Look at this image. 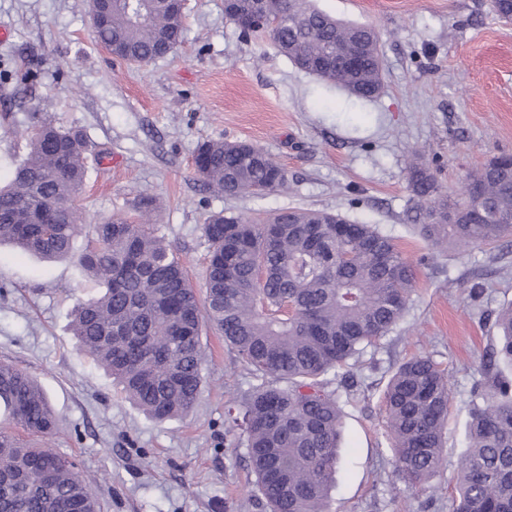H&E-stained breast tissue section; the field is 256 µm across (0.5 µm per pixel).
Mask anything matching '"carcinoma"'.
Wrapping results in <instances>:
<instances>
[{"label":"carcinoma","instance_id":"cac0c4a2","mask_svg":"<svg viewBox=\"0 0 512 512\" xmlns=\"http://www.w3.org/2000/svg\"><path fill=\"white\" fill-rule=\"evenodd\" d=\"M288 21L272 33L279 52L299 69L361 100L380 91L382 52L375 30L337 20L312 0H278ZM182 17L158 0H112L101 44H116L131 63L150 60L164 40L184 37ZM360 44L361 61L350 62ZM87 142L75 129L42 117L27 153L0 188V244L59 260L85 234V272L101 292L74 311L72 331L122 387L158 422L187 416L204 380L202 335L214 329L257 380L227 414L269 512H330L342 417L343 384L370 346L402 319L416 283L412 264L372 224L299 208L263 219L220 211L203 226L209 254L206 296L199 301L180 260L151 225L110 217L85 224L74 199L87 170ZM195 170L226 194L281 188L287 174L264 151L228 142L198 144ZM412 210L428 245L460 253L512 236V183L472 171L460 199L448 198L420 162L409 166ZM293 311H288V307ZM497 345L473 391L469 446L457 466L455 512H512V301L497 310ZM450 383L438 363L419 355L401 363L382 394L386 433L397 474L417 486L443 466ZM47 437L57 416L41 386L0 362V512H99L95 492L76 463L53 481L42 468L65 454L21 442L13 427Z\"/></svg>","mask_w":512,"mask_h":512}]
</instances>
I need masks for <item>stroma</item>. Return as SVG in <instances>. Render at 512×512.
I'll use <instances>...</instances> for the list:
<instances>
[{
	"label": "stroma",
	"instance_id": "stroma-1",
	"mask_svg": "<svg viewBox=\"0 0 512 512\" xmlns=\"http://www.w3.org/2000/svg\"><path fill=\"white\" fill-rule=\"evenodd\" d=\"M331 16L372 26L383 53L379 96L359 100L297 68L267 37H244L224 0H187L183 41L146 64L98 43L88 0H0V186L26 155L34 113L77 128L91 149L78 200L86 223L137 220L155 200L164 236L204 294L210 213L261 218L281 209L338 213L391 236L416 265L401 321L368 348L343 406L332 512H453L456 462L480 365L496 342L494 315L512 300V244L436 252L405 217L408 165L420 156L457 199L468 172L512 154V21L491 0H316ZM246 141L288 176L285 187L228 197L194 169L205 140ZM72 258L47 262L0 246V362L31 374L61 421L45 445L73 456L101 512H265L236 436L230 401L252 377L208 331L201 397L163 423L126 400L80 352L74 306L98 293ZM483 294L470 297L473 280ZM428 355L450 380L444 466L413 488L395 472L380 394L392 372Z\"/></svg>",
	"mask_w": 512,
	"mask_h": 512
}]
</instances>
